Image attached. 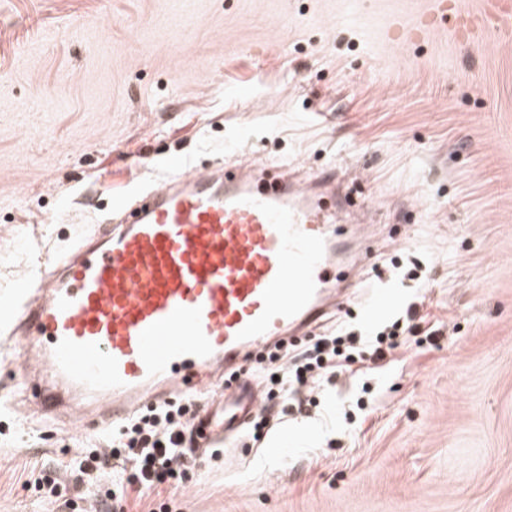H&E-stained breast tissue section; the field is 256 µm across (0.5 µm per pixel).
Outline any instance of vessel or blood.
Returning <instances> with one entry per match:
<instances>
[{"label":"vessel or blood","instance_id":"b4317fda","mask_svg":"<svg viewBox=\"0 0 512 512\" xmlns=\"http://www.w3.org/2000/svg\"><path fill=\"white\" fill-rule=\"evenodd\" d=\"M450 24L470 41H512V0H431L408 33ZM323 176L294 180L287 167L178 170L141 194L130 220L101 224L35 289L19 326L42 409L115 426L144 406L205 388L238 360L312 327L353 278L331 223L352 213L363 239L369 209L348 195L318 197ZM257 389L225 394L221 432L257 410Z\"/></svg>","mask_w":512,"mask_h":512}]
</instances>
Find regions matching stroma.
I'll use <instances>...</instances> for the list:
<instances>
[{
	"instance_id": "stroma-1",
	"label": "stroma",
	"mask_w": 512,
	"mask_h": 512,
	"mask_svg": "<svg viewBox=\"0 0 512 512\" xmlns=\"http://www.w3.org/2000/svg\"><path fill=\"white\" fill-rule=\"evenodd\" d=\"M429 0H0V324L48 255L114 218L175 163L277 162L335 175L370 206L361 287L297 354L367 334L409 304L422 345L364 378L278 400L177 495L128 512H512V43L448 29L389 39ZM417 259L425 280L401 269ZM395 305L370 319V297ZM28 341L0 335V512H67L25 486L38 465L100 512L69 468L106 435L40 413ZM376 397L363 414L362 382ZM290 439L272 447L280 428Z\"/></svg>"
}]
</instances>
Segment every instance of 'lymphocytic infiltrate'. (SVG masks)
<instances>
[{"label":"lymphocytic infiltrate","mask_w":512,"mask_h":512,"mask_svg":"<svg viewBox=\"0 0 512 512\" xmlns=\"http://www.w3.org/2000/svg\"><path fill=\"white\" fill-rule=\"evenodd\" d=\"M413 319L410 313L396 317L369 336L318 337L300 360L290 364L285 361L286 349L276 347L260 369L265 398L300 394L311 383L365 356L383 359L414 334ZM189 412V405L168 401L135 414L113 429L105 447L82 449L72 463L79 481L102 484L117 470L129 469L125 483L117 489L120 502L126 501L132 489H178L185 460L195 444Z\"/></svg>","instance_id":"lymphocytic-infiltrate-1"}]
</instances>
